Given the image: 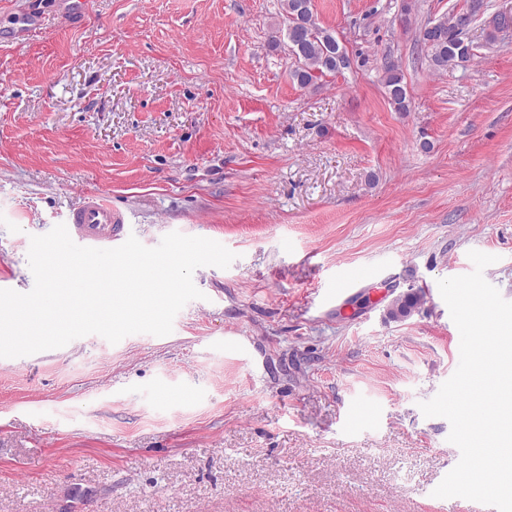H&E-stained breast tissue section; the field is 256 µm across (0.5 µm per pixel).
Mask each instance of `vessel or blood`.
Segmentation results:
<instances>
[{
	"label": "vessel or blood",
	"instance_id": "vessel-or-blood-1",
	"mask_svg": "<svg viewBox=\"0 0 512 512\" xmlns=\"http://www.w3.org/2000/svg\"><path fill=\"white\" fill-rule=\"evenodd\" d=\"M124 225L125 217L120 211L101 194L89 192L83 203L70 211L66 227L76 244L106 249L122 241Z\"/></svg>",
	"mask_w": 512,
	"mask_h": 512
}]
</instances>
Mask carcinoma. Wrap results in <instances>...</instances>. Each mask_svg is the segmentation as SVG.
<instances>
[{"mask_svg":"<svg viewBox=\"0 0 512 512\" xmlns=\"http://www.w3.org/2000/svg\"><path fill=\"white\" fill-rule=\"evenodd\" d=\"M283 24L301 21V32L293 38L286 31L288 41L294 42L291 55L295 67L291 77L298 85L307 87L317 83L328 75H334L350 67L349 56L332 32L319 26L315 21L312 0H282ZM462 29L457 16H443L428 22L419 34V41L426 48L431 64L437 69L450 65H459L470 59L471 49L463 44ZM383 85L389 103L398 112L410 111L411 99L403 75L390 64L385 67ZM419 304V298L413 294L404 295L394 301L390 316L398 319L410 315Z\"/></svg>","mask_w":512,"mask_h":512,"instance_id":"1","label":"carcinoma"}]
</instances>
